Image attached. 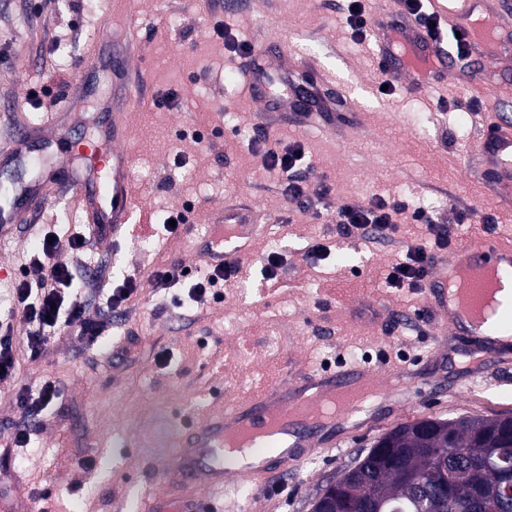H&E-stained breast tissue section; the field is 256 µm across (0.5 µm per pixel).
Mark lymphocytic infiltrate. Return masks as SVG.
<instances>
[{
    "label": "lymphocytic infiltrate",
    "instance_id": "obj_1",
    "mask_svg": "<svg viewBox=\"0 0 512 512\" xmlns=\"http://www.w3.org/2000/svg\"><path fill=\"white\" fill-rule=\"evenodd\" d=\"M267 164L279 170L284 177L287 197L311 207L324 199L327 185H320L316 193L307 190L301 164L304 151L295 144L282 152H267ZM425 225L429 245L409 248L404 262L394 264L387 275L390 287L423 286L430 272L436 251L447 249L454 231L439 222L432 210L410 205L405 200L392 202L379 198L369 206L345 203L336 210V234L344 239L372 240L395 233L400 220ZM92 239L87 230L71 232L55 240H43L37 254L24 265V275L13 289V307L5 324L0 325V378L11 376L16 367L15 351L24 348L31 360L41 358L58 335L77 330L87 343H95L112 326V315L136 305L140 299L141 282L135 276L113 282L112 273L105 265L88 269L82 255ZM68 250L75 258L73 264L57 261L61 250ZM239 263L219 268L205 267L194 272L188 296L199 302L206 298L223 299L224 285L237 278ZM104 297L106 310L98 318H90L87 309L96 297ZM62 395L55 380L43 376L35 384L17 389L15 402L23 415L22 421L8 436L9 448H26L31 443L30 423L37 419Z\"/></svg>",
    "mask_w": 512,
    "mask_h": 512
}]
</instances>
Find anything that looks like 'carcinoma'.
<instances>
[{
    "mask_svg": "<svg viewBox=\"0 0 512 512\" xmlns=\"http://www.w3.org/2000/svg\"><path fill=\"white\" fill-rule=\"evenodd\" d=\"M512 475V416L422 418L376 439L354 468L322 487L312 512H512L501 495Z\"/></svg>",
    "mask_w": 512,
    "mask_h": 512,
    "instance_id": "cac0c4a2",
    "label": "carcinoma"
}]
</instances>
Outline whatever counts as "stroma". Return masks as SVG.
I'll return each instance as SVG.
<instances>
[{"mask_svg": "<svg viewBox=\"0 0 512 512\" xmlns=\"http://www.w3.org/2000/svg\"><path fill=\"white\" fill-rule=\"evenodd\" d=\"M35 0H0V138L16 114L29 125L61 115L62 143L37 137L26 145L38 157L63 147L84 170L86 146L99 141L97 105L112 87L111 70L84 74L88 58H107L115 36L127 29L122 7L96 13L88 0H52L35 12ZM344 0H144L138 33L150 64V105L133 116L131 175L146 196L148 233L127 235L106 256L113 274L146 275L150 268L199 266L197 244L220 207L249 213L267 225L255 238L241 274L226 283L223 302H193L188 283L172 289L179 307L157 313L153 288L107 336L88 345L77 336L58 341L16 375L0 379V440L20 420L13 395L39 376L56 380L63 401L40 417L37 445L0 447V512H17L29 488L49 492L48 512H137L143 486L159 481L158 465L176 453L190 423L223 412L263 387L284 382L295 367L317 369L347 362L374 368L382 408L359 426L337 430L336 445L319 448L289 474L265 486L242 480L208 492L217 512H311L319 488L398 424L424 417L512 414V354L486 358L472 340L440 344L439 320L418 287L391 288L392 265L411 244L426 243L419 224L400 225L371 241L336 236V209L375 198H412L434 206L453 225L457 242L482 237L481 224L457 225L461 212L496 215L495 235L512 240V205L502 202L469 168L477 121L512 119V63L476 60L435 87L410 93L393 85L381 93L372 59L373 36L347 26ZM223 37H216V29ZM287 52L333 74L323 82L328 125L303 127L292 112L262 120L245 92L238 43ZM89 91L70 112L58 101L76 76ZM234 113L225 121V113ZM204 136L195 143L194 133ZM301 144L309 190L327 185L321 203L304 209L283 194L278 171L265 153ZM192 205V231L171 235L163 221ZM81 205L61 196L35 227L18 224L0 237V315L21 264L52 225L79 223ZM330 250L318 264L305 253L313 241ZM281 267L273 286L262 283L270 251ZM416 314L417 322L400 319ZM169 352L168 367L155 356ZM418 361L423 392L395 395L390 377L403 359ZM89 457L93 469L79 466Z\"/></svg>", "mask_w": 512, "mask_h": 512, "instance_id": "obj_1", "label": "stroma"}]
</instances>
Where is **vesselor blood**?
<instances>
[{"mask_svg": "<svg viewBox=\"0 0 512 512\" xmlns=\"http://www.w3.org/2000/svg\"><path fill=\"white\" fill-rule=\"evenodd\" d=\"M479 0H460L448 13V26L460 32L471 54L483 55L512 49V38L505 36L494 22L478 18ZM404 34H394L372 26L375 37L376 64L388 78L396 79L410 91L440 82L457 71L459 58L420 32L411 21H404ZM117 70L126 74L112 97L103 99L99 109L108 116L101 130L104 150L92 160L90 172L59 183L49 177L34 191L30 209L44 200L66 191L83 204L93 238L117 240L126 224L132 223L143 191L130 176L134 140L129 122L131 112L145 103L141 90L145 71L137 47V31L129 29L125 43L115 48ZM249 96L261 111H275L270 97L272 77H285L287 66L271 67L264 51H257L243 67ZM33 128L14 126L10 136L0 141V156L17 158L22 144ZM476 157L490 156L493 171L482 172L495 192L512 198V124L503 120L478 129ZM259 230L245 216H231L229 210L214 213L213 224L203 250L210 265L240 259L248 253V238ZM512 261V245L494 238L471 239L447 251L437 253L425 291L429 305L448 318L449 336L472 334V327L451 314L445 299L443 276L457 263L473 264L482 259ZM373 379L365 368L339 365L329 369L303 368L282 384L263 389L252 398L225 407L223 413L194 425L184 448L165 460L161 467L163 483L170 497L190 491L186 507L179 512H206L207 502L201 487H217L232 477L263 479L281 477L297 465L311 449L336 444V424L348 423L357 413L356 399L370 388Z\"/></svg>", "mask_w": 512, "mask_h": 512, "instance_id": "vessel-or-blood-1", "label": "vessel or blood"}]
</instances>
